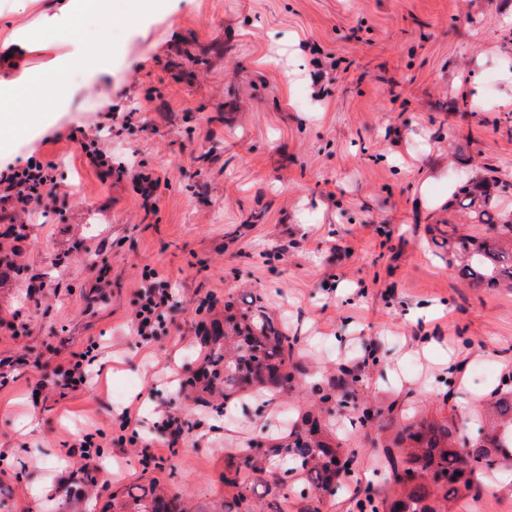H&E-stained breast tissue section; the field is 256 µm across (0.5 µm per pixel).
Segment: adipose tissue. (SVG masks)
Instances as JSON below:
<instances>
[{
    "instance_id": "adipose-tissue-1",
    "label": "adipose tissue",
    "mask_w": 512,
    "mask_h": 512,
    "mask_svg": "<svg viewBox=\"0 0 512 512\" xmlns=\"http://www.w3.org/2000/svg\"><path fill=\"white\" fill-rule=\"evenodd\" d=\"M102 9L103 0H43L32 24L0 37V138L16 132L13 115L21 110L29 115L28 132L47 128L46 87L88 89L111 75L118 47L89 57L81 33L84 20ZM37 52L50 53V60L38 70L25 68V59Z\"/></svg>"
}]
</instances>
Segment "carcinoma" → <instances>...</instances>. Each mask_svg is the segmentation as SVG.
<instances>
[{"mask_svg":"<svg viewBox=\"0 0 512 512\" xmlns=\"http://www.w3.org/2000/svg\"><path fill=\"white\" fill-rule=\"evenodd\" d=\"M507 183L496 177L473 178L457 186L455 203L468 220L482 226L476 234L452 230L440 247L448 250V267L468 284L512 289V212L500 209ZM298 337L288 335L262 299L247 307L224 302V328L201 337L207 349L194 376L195 392L236 393L265 390L280 393L298 371L292 364ZM358 373L340 363L336 373L315 387V406L332 417L336 404L351 425L374 422L382 432L394 431L377 455L375 476H366L358 512H448L444 504L465 490L482 493L478 477L512 464V374L500 383L494 398L477 411L476 435L453 419L438 420L421 413L399 426L391 422L394 406L382 408L358 399ZM358 452L335 441L329 425L309 411L288 435V443L264 447L254 440L245 448L224 449V500L213 512H282L279 501L296 497L301 512H322L324 495H336L342 479L353 473ZM264 475L274 500L268 509L251 501L255 479ZM112 512H194L191 497L153 481L112 495Z\"/></svg>","mask_w":512,"mask_h":512,"instance_id":"cac0c4a2","label":"carcinoma"}]
</instances>
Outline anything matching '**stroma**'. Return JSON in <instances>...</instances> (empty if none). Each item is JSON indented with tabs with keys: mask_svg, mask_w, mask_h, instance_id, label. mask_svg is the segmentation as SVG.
I'll use <instances>...</instances> for the list:
<instances>
[{
	"mask_svg": "<svg viewBox=\"0 0 512 512\" xmlns=\"http://www.w3.org/2000/svg\"><path fill=\"white\" fill-rule=\"evenodd\" d=\"M84 34L120 47L111 78L0 150V167L53 164L69 192L26 224L0 203L17 266L0 277V512H106L154 480L218 502L225 449L284 436L340 362L366 398L437 417L512 373V291L467 285L436 245L464 221L461 180H512V0H167ZM97 138L158 178L155 203L132 174L96 172ZM148 268L175 310L146 343L130 317ZM256 295L298 339L299 389L272 409L183 399L225 300ZM90 348L107 368L85 388L39 386V366ZM168 411L184 424L172 447L156 431ZM99 429L112 477L90 487L67 446ZM335 431L371 470L378 430ZM140 5L122 12L112 10V24L115 26H126L132 19L141 21L148 20L154 13L162 9L164 0H143Z\"/></svg>",
	"mask_w": 512,
	"mask_h": 512,
	"instance_id": "1",
	"label": "stroma"
}]
</instances>
